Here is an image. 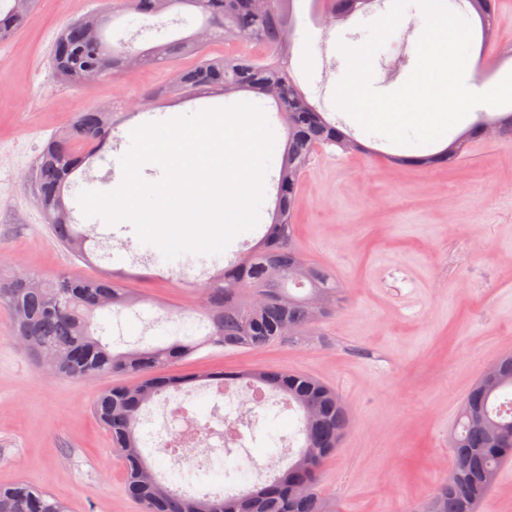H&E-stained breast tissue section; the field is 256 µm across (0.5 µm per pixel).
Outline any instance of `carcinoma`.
I'll list each match as a JSON object with an SVG mask.
<instances>
[{
  "label": "carcinoma",
  "instance_id": "cac0c4a2",
  "mask_svg": "<svg viewBox=\"0 0 512 512\" xmlns=\"http://www.w3.org/2000/svg\"><path fill=\"white\" fill-rule=\"evenodd\" d=\"M36 0H11L9 12H0V43L10 40L30 18ZM367 0H312L317 15L334 18L355 12ZM481 21L482 36L497 25L496 0H467ZM188 8L209 27L206 42L194 34L171 38L163 26L148 24L140 33L162 32L160 39L136 47L112 45L107 27L89 32L82 19L66 24L53 42L51 61L57 76L72 87H88L98 75L112 76L129 69L172 67L171 79L148 98L175 96L184 99L222 92L229 96L254 92L273 100L287 129L280 162L272 222L251 254L219 267L217 277L203 289L207 299L205 336L185 335L163 346L134 347L113 352L93 323L96 311L131 309L141 303L120 275L105 270L95 277L60 275L43 280L27 274L0 277V306L9 314L12 335L26 337L25 353L36 362L48 358L47 369L55 379H90L124 376L133 383L114 385L95 401L92 412L109 433L125 466L126 487L145 512H327L316 491L323 463L345 435L350 417L335 389L312 376L288 371L244 369L205 375L223 388L260 387L280 396V410L301 413L298 429L302 444L291 456L283 449L270 450L278 460L275 476L237 494L208 492L201 496L180 490L187 485H216L227 480L247 483L249 472L226 459L218 464L179 469L159 480L143 455L137 428L142 412L170 390L193 381L175 377L165 369L204 346L258 350L285 336H300L311 326L315 312L329 313L341 289L326 268L304 260L294 243L293 214L297 190L316 150L336 146L345 152H365L344 127L327 118L301 90L287 70L288 47L295 36L294 0H123L121 13L160 16ZM245 37L264 47L268 55L249 52L213 58L204 53L215 40L237 42ZM183 58L190 66L174 67ZM494 123L501 138L512 139V110L484 118L453 139L444 149L397 161L435 168L460 159L468 143L483 137ZM112 113L93 106L77 114L73 124L46 140L32 171L36 203L45 222L68 252L88 255V236L77 229L75 209L66 203L78 183L71 179L102 147L112 143ZM302 289L298 295L293 289ZM498 375H483L466 396L449 435L454 465L434 495L413 512H481L490 484L486 474L512 457V411L497 409L500 398L512 393V354L497 360ZM0 512H68L63 501L27 480L0 485Z\"/></svg>",
  "mask_w": 512,
  "mask_h": 512
}]
</instances>
